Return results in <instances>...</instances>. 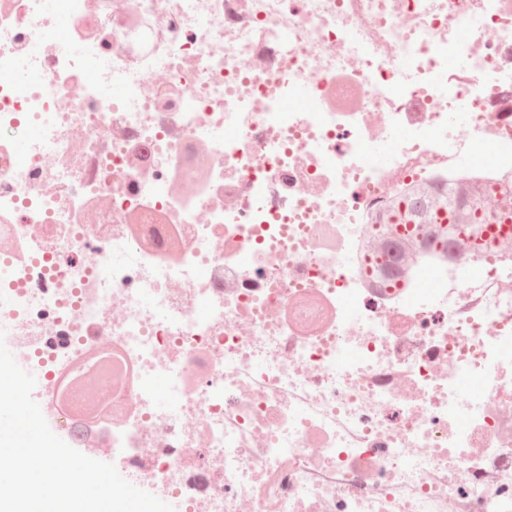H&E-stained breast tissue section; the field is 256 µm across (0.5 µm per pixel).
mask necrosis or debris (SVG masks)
<instances>
[{
    "label": "necrosis or debris",
    "mask_w": 512,
    "mask_h": 512,
    "mask_svg": "<svg viewBox=\"0 0 512 512\" xmlns=\"http://www.w3.org/2000/svg\"><path fill=\"white\" fill-rule=\"evenodd\" d=\"M415 189L512 213V0H0V331L182 512H512V243ZM436 208L443 209L448 212V227L445 229H438L435 237L436 240L446 248H448V238H452L455 231V224H492V218L486 214L479 213V207H473L469 210H464L454 204L453 199L448 196V199L438 201L435 205Z\"/></svg>",
    "instance_id": "1"
}]
</instances>
